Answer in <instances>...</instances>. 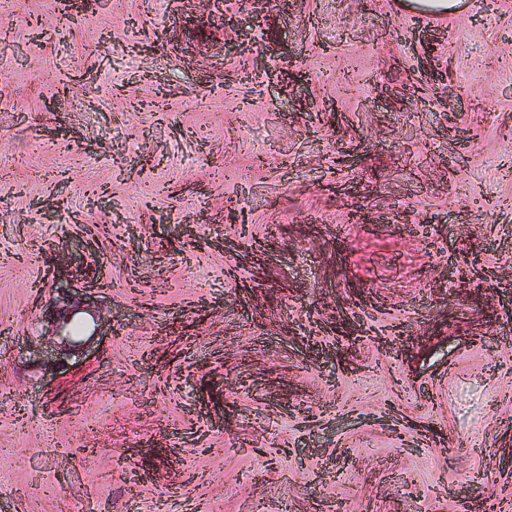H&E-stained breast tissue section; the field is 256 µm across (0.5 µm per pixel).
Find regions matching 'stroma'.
Returning <instances> with one entry per match:
<instances>
[{
  "label": "stroma",
  "mask_w": 512,
  "mask_h": 512,
  "mask_svg": "<svg viewBox=\"0 0 512 512\" xmlns=\"http://www.w3.org/2000/svg\"><path fill=\"white\" fill-rule=\"evenodd\" d=\"M66 14L0 0V512H512V0Z\"/></svg>",
  "instance_id": "obj_1"
}]
</instances>
